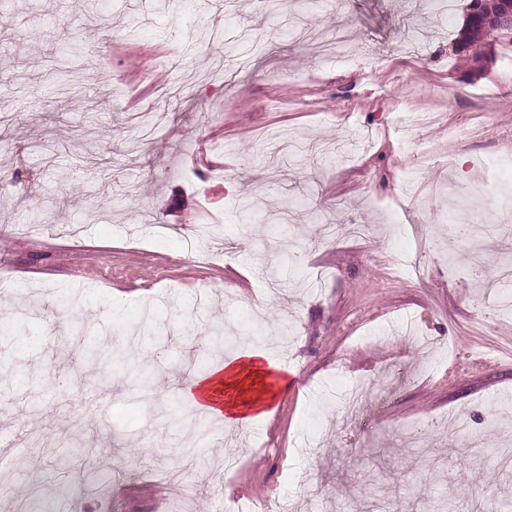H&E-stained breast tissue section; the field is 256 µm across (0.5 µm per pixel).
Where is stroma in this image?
Here are the masks:
<instances>
[{"label":"stroma","instance_id":"stroma-1","mask_svg":"<svg viewBox=\"0 0 512 512\" xmlns=\"http://www.w3.org/2000/svg\"><path fill=\"white\" fill-rule=\"evenodd\" d=\"M471 0H0V458L44 483L32 512H494L512 473V315L445 233L512 194V38L454 46ZM85 77L72 101L60 88ZM254 196L257 220L238 204ZM222 227L219 242L197 225ZM410 251L414 279L396 262ZM124 303L113 306V296ZM232 339L212 346L209 328ZM84 328L148 388L69 360ZM265 352L290 386L268 416L200 442L182 500L164 480L212 419L182 393L223 355ZM367 387L358 419L348 388ZM178 408L173 426L167 409ZM467 419L478 435L463 438ZM79 430L58 501L33 439ZM108 473L89 484L87 469Z\"/></svg>","mask_w":512,"mask_h":512}]
</instances>
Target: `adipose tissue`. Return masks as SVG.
I'll return each instance as SVG.
<instances>
[{"label":"adipose tissue","instance_id":"ef3b65f1","mask_svg":"<svg viewBox=\"0 0 512 512\" xmlns=\"http://www.w3.org/2000/svg\"><path fill=\"white\" fill-rule=\"evenodd\" d=\"M284 382L262 353L224 359L187 388L188 397L208 415L227 426L254 422L258 409L275 399Z\"/></svg>","mask_w":512,"mask_h":512}]
</instances>
